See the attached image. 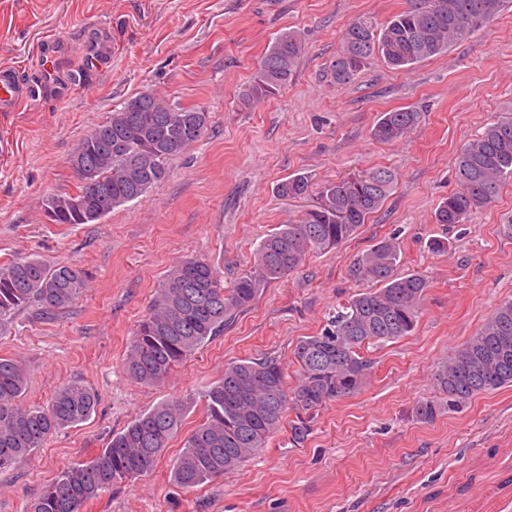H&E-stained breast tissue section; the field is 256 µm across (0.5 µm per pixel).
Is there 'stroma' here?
Segmentation results:
<instances>
[{"label": "stroma", "mask_w": 512, "mask_h": 512, "mask_svg": "<svg viewBox=\"0 0 512 512\" xmlns=\"http://www.w3.org/2000/svg\"><path fill=\"white\" fill-rule=\"evenodd\" d=\"M405 0H0V67L36 79L42 46H59L65 95L42 94L0 114V264L27 256L84 272L88 287L70 310L40 321L32 310L0 325V355L30 375L26 404L47 405L77 380L98 396L84 422L59 430L15 468L0 472V512H30L68 464L92 458L156 403L186 401L183 431L203 418L201 393L227 363L278 357L295 382L294 349L315 335L341 298L360 290L353 262L397 238L399 269L428 282L411 335L371 347L365 387L328 403L300 446L288 428L237 470L192 490L176 486L171 439L154 470L87 501L82 512H512V386L472 398L460 412L422 423L417 401L434 394L433 373L512 296V178L471 221L433 223L456 189L460 148L512 110V4L448 53L407 71L382 60L347 85L329 63L345 27L369 15L385 22ZM305 43L287 89L251 110L237 105L258 59L283 30ZM107 59L90 60L97 48ZM151 90L205 109L201 141L169 163V177L94 224H50L46 195L74 191L68 159L78 141L124 101ZM413 107L423 119L392 144L371 130L382 115ZM374 166L396 183L356 237L307 256L265 288L223 333L167 381L145 387L123 360L132 332L168 271L185 256L209 259L225 280L247 271L259 241L317 201L318 184ZM314 185L277 193L289 176ZM447 239L433 252L430 239Z\"/></svg>", "instance_id": "1"}]
</instances>
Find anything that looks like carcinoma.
<instances>
[{"label":"carcinoma","instance_id":"1","mask_svg":"<svg viewBox=\"0 0 512 512\" xmlns=\"http://www.w3.org/2000/svg\"><path fill=\"white\" fill-rule=\"evenodd\" d=\"M504 7L505 0H407L403 10L380 25L359 16L344 29L330 62L332 77L338 85L349 84L376 58L406 71L447 52ZM303 52L298 32H280L239 93L238 107L248 110L288 86ZM421 119V112L411 108L385 112L373 137L382 143L399 141ZM208 124L205 111L169 104L151 91L139 93L79 140L69 165L78 162L91 176L79 181L73 194L48 195L45 218L52 224L93 223L143 197L168 178L169 160L200 141ZM455 171L457 189L436 207L435 224L466 223L495 199L503 179L512 176V113L462 148ZM395 180L392 169L371 167L324 182L316 205L266 234L255 249L253 266L228 285L205 258L178 261L137 325L124 358L126 375L141 385L162 383L251 307L268 285L296 272L307 254L352 239L381 209ZM309 181L298 174L281 182L277 192L301 196ZM77 196L88 209L75 207ZM399 259L394 238L378 242L357 259L352 277L372 287L349 296L319 334L296 345L299 377L294 387H287L284 366L275 356L226 365L224 376L204 393L205 418L185 435L171 464L172 481L194 489L244 465L289 413L294 414L292 443L300 445L313 431L321 407L360 391L373 369L362 350L411 334L426 300L427 279L418 272H398ZM85 288L83 273L69 265L50 266L38 257L10 261L0 266V321L27 308L35 309V318L49 320L68 311ZM28 384L22 362L1 356L0 470L30 457L53 433L86 421L98 403L91 388L71 381L47 406H27L23 398ZM434 384L437 396L412 409L422 422L456 412L477 395L512 386V298L501 301L473 336L437 366ZM185 411L183 401L172 399L138 415L112 434L95 457L63 468L32 503L31 512H80L102 490L153 471L181 429Z\"/></svg>","mask_w":512,"mask_h":512}]
</instances>
